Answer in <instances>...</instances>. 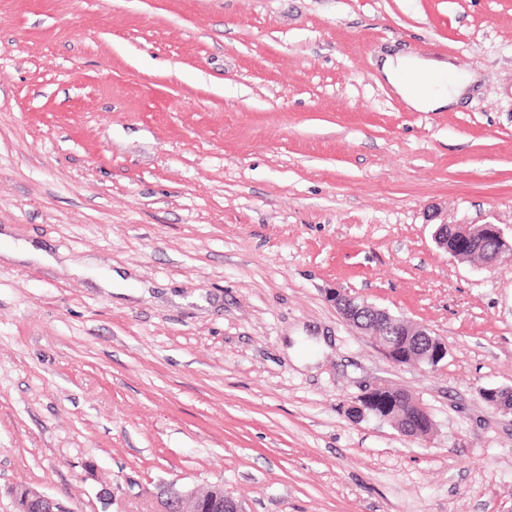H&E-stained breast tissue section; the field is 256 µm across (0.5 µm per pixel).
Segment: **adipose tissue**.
I'll use <instances>...</instances> for the list:
<instances>
[{
    "label": "adipose tissue",
    "mask_w": 512,
    "mask_h": 512,
    "mask_svg": "<svg viewBox=\"0 0 512 512\" xmlns=\"http://www.w3.org/2000/svg\"><path fill=\"white\" fill-rule=\"evenodd\" d=\"M380 70L406 106L417 112L448 109L470 85L469 80H455L451 62L435 58L387 56ZM426 81L431 84L430 90L419 92V85Z\"/></svg>",
    "instance_id": "1"
}]
</instances>
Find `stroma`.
I'll list each match as a JSON object with an SVG mask.
<instances>
[{
    "label": "stroma",
    "instance_id": "35a3bbf8",
    "mask_svg": "<svg viewBox=\"0 0 512 512\" xmlns=\"http://www.w3.org/2000/svg\"><path fill=\"white\" fill-rule=\"evenodd\" d=\"M396 54L476 81L410 110ZM444 221L512 233V0H0V512H512L479 394L512 387V261ZM337 289L447 358L393 365ZM373 388L430 435L350 417ZM433 239L436 246L455 258H463L461 252L473 253L474 246L485 247L489 260L486 265L512 261V236L505 237L496 224H448L437 225ZM480 255L482 251L473 253ZM245 512L242 505L231 496L219 490L207 499H201L191 492L179 491L176 499L166 500L162 512Z\"/></svg>",
    "mask_w": 512,
    "mask_h": 512
}]
</instances>
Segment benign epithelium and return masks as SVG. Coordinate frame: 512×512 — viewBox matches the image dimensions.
Instances as JSON below:
<instances>
[{
    "label": "benign epithelium",
    "instance_id": "1",
    "mask_svg": "<svg viewBox=\"0 0 512 512\" xmlns=\"http://www.w3.org/2000/svg\"><path fill=\"white\" fill-rule=\"evenodd\" d=\"M433 239L436 246L452 257H461L462 251L471 252L476 246L483 247L489 256L486 265L512 261V238L505 237L496 224H448L437 225ZM342 317L372 344L392 364H414L429 370L439 367L448 355V346L435 336L426 325L416 324L395 316L357 297L340 291L329 295ZM510 388L491 387L481 390L482 399L496 410L512 412V399L506 395ZM384 389L371 390L351 402L348 413L353 418L367 415L384 416V419L403 434L414 436L417 431L412 422L401 416L396 402L383 398ZM245 512L242 505L219 490L207 499L191 492L180 491L176 499L163 504L162 512Z\"/></svg>",
    "mask_w": 512,
    "mask_h": 512
}]
</instances>
